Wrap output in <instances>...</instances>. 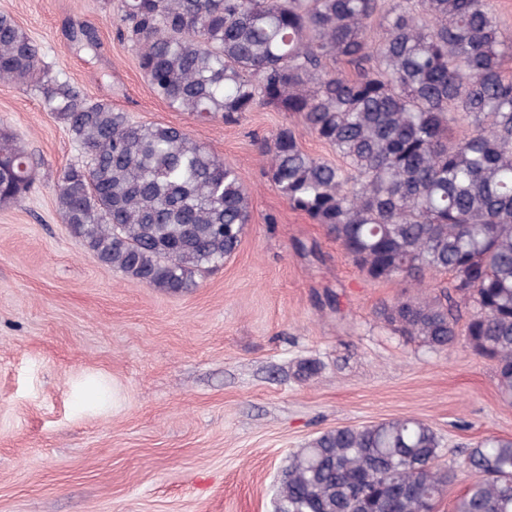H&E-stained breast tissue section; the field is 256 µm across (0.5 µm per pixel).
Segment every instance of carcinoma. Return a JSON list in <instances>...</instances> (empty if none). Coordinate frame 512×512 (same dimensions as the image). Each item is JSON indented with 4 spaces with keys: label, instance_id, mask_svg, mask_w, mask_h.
<instances>
[{
    "label": "carcinoma",
    "instance_id": "obj_1",
    "mask_svg": "<svg viewBox=\"0 0 512 512\" xmlns=\"http://www.w3.org/2000/svg\"><path fill=\"white\" fill-rule=\"evenodd\" d=\"M118 11L119 37L171 108L227 124L260 108L293 117L265 144L266 175L290 208L375 282L450 275L377 317L433 351L460 343L493 362L512 404V78L502 72L512 36L487 0H120ZM69 38L96 47L82 26ZM0 81L36 87L85 150L56 200L99 263L178 294L237 251L251 199L236 169L180 127L133 123L47 76L40 46L7 13ZM303 131L336 162L305 151ZM33 171L1 129L0 206L26 198ZM456 480L467 488L453 512H512V438L481 440L455 470L421 419L337 427L290 458L276 504L434 512Z\"/></svg>",
    "mask_w": 512,
    "mask_h": 512
}]
</instances>
